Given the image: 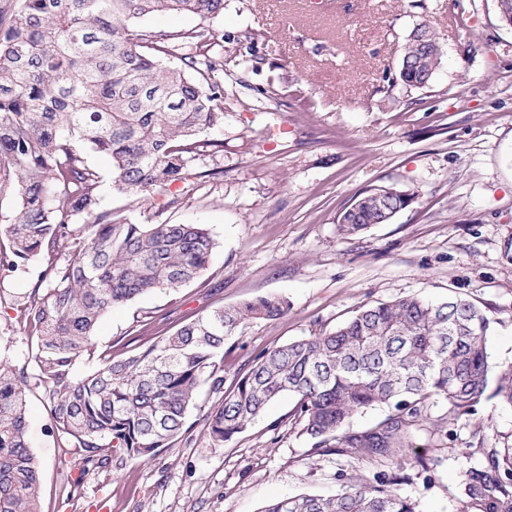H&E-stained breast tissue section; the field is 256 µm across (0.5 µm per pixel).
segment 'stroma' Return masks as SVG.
I'll list each match as a JSON object with an SVG mask.
<instances>
[{
  "label": "stroma",
  "instance_id": "obj_1",
  "mask_svg": "<svg viewBox=\"0 0 512 512\" xmlns=\"http://www.w3.org/2000/svg\"><path fill=\"white\" fill-rule=\"evenodd\" d=\"M430 23L442 63L429 84L398 81L402 48ZM224 35L255 31L263 61L224 55V143L195 176L130 202L102 157L100 207L137 224H201L216 247L208 272L177 291L116 306L95 352L125 356L198 313L264 296L276 319L240 327L224 345L232 388L264 350L332 331L365 305L419 295L465 298L489 319L493 361L512 368V27L496 0H226ZM394 186L413 200L386 224L344 235L336 217L359 192ZM46 267L0 273V359L35 374L23 307ZM221 395L203 385L192 429L148 462L84 465L62 446L40 389L26 392V440L40 466L42 512H263L302 493L332 495L371 460L314 455L284 397L224 444L203 420ZM512 444V407L484 394L447 444L420 431L430 472L406 466L399 487L418 512H457L464 473L483 449Z\"/></svg>",
  "mask_w": 512,
  "mask_h": 512
}]
</instances>
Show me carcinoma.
<instances>
[{"label": "carcinoma", "mask_w": 512, "mask_h": 512, "mask_svg": "<svg viewBox=\"0 0 512 512\" xmlns=\"http://www.w3.org/2000/svg\"><path fill=\"white\" fill-rule=\"evenodd\" d=\"M224 0H19L0 19V201L18 208L0 228L15 267L47 258L25 306L37 373L60 440L84 462L114 455L150 460L187 433L204 384L224 386V344L237 327L288 312V301L260 297L215 308L119 358L98 355L76 378V359L92 353L100 318L155 290L175 291L204 275L215 242L201 224H133L99 209L101 177L89 153L112 167V185L129 197L163 191L190 176L218 140L197 135L224 124V47L204 24L177 34L145 30L140 19L219 14ZM408 36L400 81L431 80L441 53L426 24ZM176 57L177 67L164 60ZM401 191L359 194L337 217L355 235L393 218ZM489 321L473 303L408 296L364 306L332 332L263 351L221 404L207 412L210 437L224 443L275 399H295L293 416L318 455L354 454L385 469L360 474L336 495L302 494L263 512H416L399 493L414 436L441 401L434 424L448 436L486 392L512 406V369L495 372L485 340ZM27 375L0 363V512H41L40 477L25 440ZM388 413L355 429L351 420ZM484 464L465 474L461 512H512V447L481 448Z\"/></svg>", "instance_id": "obj_1"}]
</instances>
